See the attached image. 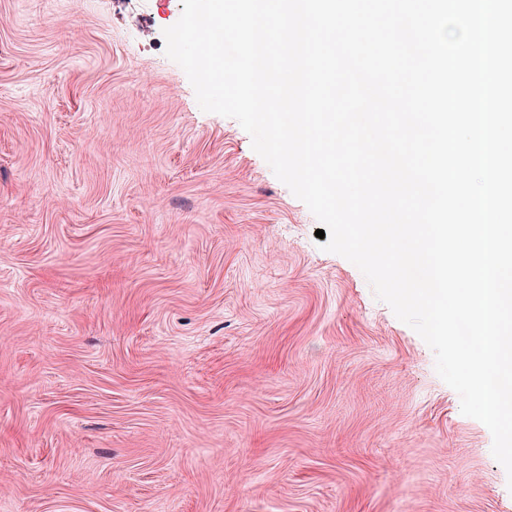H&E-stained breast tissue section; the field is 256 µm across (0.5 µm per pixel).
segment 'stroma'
Wrapping results in <instances>:
<instances>
[{
	"mask_svg": "<svg viewBox=\"0 0 512 512\" xmlns=\"http://www.w3.org/2000/svg\"><path fill=\"white\" fill-rule=\"evenodd\" d=\"M0 0V512H512L492 435L165 28Z\"/></svg>",
	"mask_w": 512,
	"mask_h": 512,
	"instance_id": "stroma-1",
	"label": "stroma"
}]
</instances>
